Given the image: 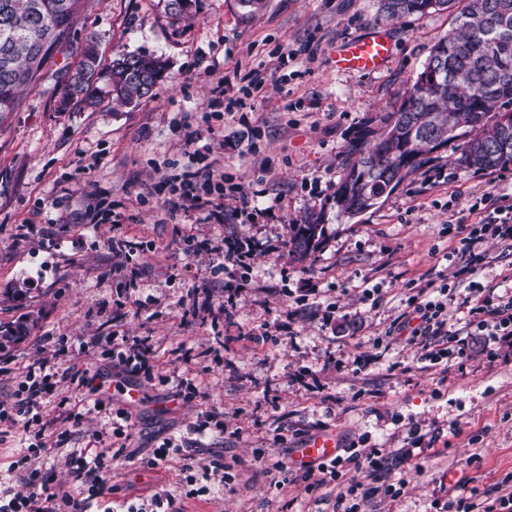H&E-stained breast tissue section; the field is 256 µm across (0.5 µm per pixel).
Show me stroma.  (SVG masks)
<instances>
[{
    "label": "stroma",
    "mask_w": 512,
    "mask_h": 512,
    "mask_svg": "<svg viewBox=\"0 0 512 512\" xmlns=\"http://www.w3.org/2000/svg\"><path fill=\"white\" fill-rule=\"evenodd\" d=\"M451 22L444 12L380 21L376 0H266L256 15L239 0H199L186 21L164 0H84L68 48L0 119V335L29 327L0 346V409L41 366L90 369L96 389L60 382L37 421H0V485L23 489L32 466L74 487L71 455L81 450L105 456L107 491L90 512L161 486L183 512H331L336 487L322 500L299 483L278 489L251 465L263 452L291 458L320 431L380 450L381 481L400 492L371 496L365 512H444L449 496L512 477V347L489 350L466 334L470 280L512 285V250L479 243L485 260L473 278L443 258L449 224L474 222L469 208L483 194L511 192L512 168L462 169L451 143L355 217L337 216L333 201L350 140L391 111ZM375 32L393 44L381 69L337 66L345 42ZM89 33L101 38L104 72L123 53L162 56L167 77L155 95L123 105L103 78L97 105L60 109L62 77ZM224 78L245 92L246 108L217 98ZM214 129L223 140H211ZM194 133L210 144L198 159L187 144ZM187 171L223 175L227 192L243 186L260 214H237L229 195L220 224L181 210ZM311 213L324 235L301 259L291 227ZM232 240L257 243L251 268L225 259ZM430 280L451 290L448 331L466 335L463 360L422 359L388 333ZM373 286L371 302L363 291ZM109 336L146 341L153 379L125 373ZM368 354L374 363L359 368ZM186 380L196 394L172 400ZM117 384L138 387L142 403L127 407ZM64 408L82 414L80 427L58 422ZM124 410L131 438L112 458ZM206 411L219 424L200 447L146 467ZM216 454L224 475L205 479ZM207 484L214 498H185Z\"/></svg>",
    "instance_id": "obj_1"
}]
</instances>
